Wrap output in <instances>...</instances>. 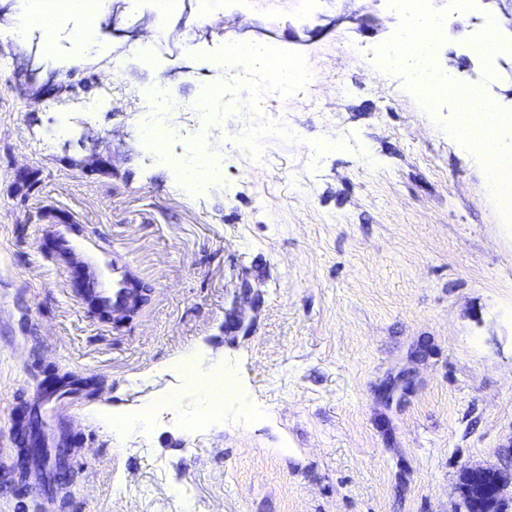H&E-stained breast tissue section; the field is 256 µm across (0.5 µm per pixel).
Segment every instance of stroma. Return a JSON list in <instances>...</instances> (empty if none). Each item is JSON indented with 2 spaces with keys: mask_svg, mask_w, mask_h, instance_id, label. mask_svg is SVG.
Returning a JSON list of instances; mask_svg holds the SVG:
<instances>
[{
  "mask_svg": "<svg viewBox=\"0 0 512 512\" xmlns=\"http://www.w3.org/2000/svg\"><path fill=\"white\" fill-rule=\"evenodd\" d=\"M220 6L102 0L109 52L90 71L73 60L79 14L53 52L37 30L24 51L0 47V512H456L464 464L512 469V221L448 137L457 102L425 109L406 70L374 67L404 24L386 0ZM429 9L447 21L441 70L469 82L493 66L483 93L512 119V33L498 31L490 64L474 49L493 23L482 0ZM259 25L317 79L267 103L257 151L237 137L245 109L225 112L234 161L192 194L142 149L137 94L164 77L167 120L184 125L202 83L220 79L213 62ZM158 28L176 37L148 68L134 45ZM34 67L69 91L34 105L22 93ZM283 113L297 137L281 133ZM94 151L111 169L66 163ZM58 214L152 285L139 317L90 311L80 266L53 249ZM244 279L252 329L235 336ZM187 358L229 372L236 403L198 430L174 416L141 434L105 426L175 393L199 411ZM23 408L38 415L33 437L67 449L71 483L51 466L20 478Z\"/></svg>",
  "mask_w": 512,
  "mask_h": 512,
  "instance_id": "stroma-1",
  "label": "stroma"
}]
</instances>
